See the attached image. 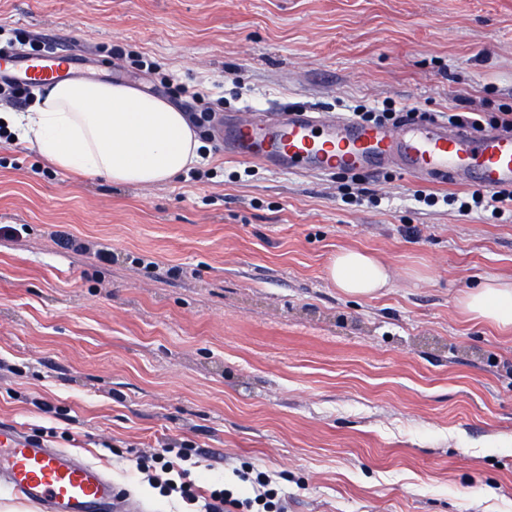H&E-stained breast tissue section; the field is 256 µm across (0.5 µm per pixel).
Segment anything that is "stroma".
<instances>
[{"label": "stroma", "instance_id": "35a3bbf8", "mask_svg": "<svg viewBox=\"0 0 512 512\" xmlns=\"http://www.w3.org/2000/svg\"><path fill=\"white\" fill-rule=\"evenodd\" d=\"M22 36L167 101L203 147L141 189L0 141V226L21 228L0 235V422L54 430L151 512L183 508L136 469L168 439L203 496L254 469L288 512H512V333L457 308L512 277V221L394 166L286 174L215 138L289 106L495 119L512 0H0V49ZM348 248L393 287L340 293Z\"/></svg>", "mask_w": 512, "mask_h": 512}]
</instances>
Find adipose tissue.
I'll return each mask as SVG.
<instances>
[{"label": "adipose tissue", "mask_w": 512, "mask_h": 512, "mask_svg": "<svg viewBox=\"0 0 512 512\" xmlns=\"http://www.w3.org/2000/svg\"><path fill=\"white\" fill-rule=\"evenodd\" d=\"M18 143L57 167L137 188L165 183L200 159L202 143L182 112L132 85L66 78L24 112H1ZM326 274L342 293L371 296L389 287L387 265L369 251L344 249ZM467 319L512 329V280L486 277L459 298Z\"/></svg>", "instance_id": "ef3b65f1"}]
</instances>
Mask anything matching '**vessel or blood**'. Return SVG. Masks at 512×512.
<instances>
[{"instance_id": "obj_1", "label": "vessel or blood", "mask_w": 512, "mask_h": 512, "mask_svg": "<svg viewBox=\"0 0 512 512\" xmlns=\"http://www.w3.org/2000/svg\"><path fill=\"white\" fill-rule=\"evenodd\" d=\"M5 59L20 80L50 86L71 59L20 52ZM224 155L303 175L377 173L389 163L417 180L512 189V129L448 128L413 112L395 124L359 123L291 110L271 118H241L224 126ZM0 486L38 512H147L148 506L88 458L53 448L0 423Z\"/></svg>"}]
</instances>
